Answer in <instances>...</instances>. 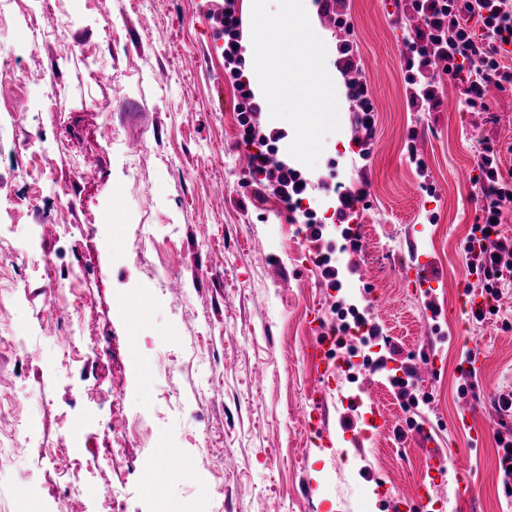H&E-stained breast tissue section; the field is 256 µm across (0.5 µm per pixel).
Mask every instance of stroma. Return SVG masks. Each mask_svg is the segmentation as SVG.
<instances>
[{
  "instance_id": "1",
  "label": "stroma",
  "mask_w": 512,
  "mask_h": 512,
  "mask_svg": "<svg viewBox=\"0 0 512 512\" xmlns=\"http://www.w3.org/2000/svg\"><path fill=\"white\" fill-rule=\"evenodd\" d=\"M222 3L48 0L68 41L33 52V0H0V106H10L0 109V487L27 485L25 497L1 499L0 512H396L394 496L423 481L432 496L451 498L462 474L475 488L471 512H512L495 444L512 436V411L481 407L473 428L458 424L486 391H512V281L484 323L462 306L476 282L462 242L478 205L462 173L488 140L501 174L512 176V90L489 87L485 112L416 111L397 52L412 32L402 5L345 0L348 32L311 16L327 67L352 44L376 105L363 158L355 107L337 89L341 128L326 137L316 167L302 169L312 185L303 205L324 224L316 245L279 199L253 195L224 40L210 17ZM53 84V109L41 111ZM411 140L424 170L407 158ZM41 146L53 194L39 192L37 172L17 167ZM361 180L368 196L353 219L358 254L321 185ZM68 224L94 235L73 241ZM317 248L339 287L307 260ZM44 255L84 289L74 315L53 311L33 267ZM419 261L437 273L426 292L401 275ZM344 302L400 347L408 367L432 361L435 370L415 375L402 394L387 372L369 371L377 345L353 367L339 347L314 368L309 347L340 325ZM69 318L85 342L109 345L108 357L60 369L51 337ZM21 328L32 336L26 358L8 349ZM472 347L485 361L463 379L456 367ZM320 390L328 448L304 417ZM374 408L385 426H371ZM19 418L30 439L17 448ZM136 419L148 423V437L117 447L115 428ZM423 429L446 459L434 478ZM44 443L116 459L104 474H83L88 493L70 500ZM166 448L194 468L151 467ZM109 485L120 491L112 500Z\"/></svg>"
}]
</instances>
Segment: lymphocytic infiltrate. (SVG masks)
Returning a JSON list of instances; mask_svg holds the SVG:
<instances>
[{"label": "lymphocytic infiltrate", "mask_w": 512, "mask_h": 512, "mask_svg": "<svg viewBox=\"0 0 512 512\" xmlns=\"http://www.w3.org/2000/svg\"><path fill=\"white\" fill-rule=\"evenodd\" d=\"M407 6L423 21L405 60L411 106L425 112L440 105L442 89L431 71L436 64L458 87L468 109L487 111V83L502 90L512 86V67L503 63L512 51V0H407ZM222 16L224 71L238 93L243 139L252 149L251 184L256 193L269 190L287 207H298L306 192L300 173L267 151V141L252 120L259 106L250 83L243 79L242 20L235 14L233 0H224ZM478 165L482 174L475 183L481 205L462 250L482 295L493 301L500 294L505 271L512 269V240L499 231L502 204L512 201V183L499 172L493 143L484 142Z\"/></svg>", "instance_id": "1"}]
</instances>
